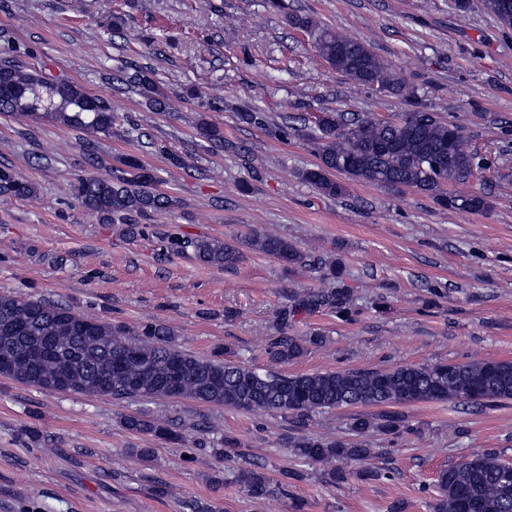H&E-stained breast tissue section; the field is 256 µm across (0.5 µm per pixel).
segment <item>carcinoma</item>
I'll return each mask as SVG.
<instances>
[{
	"label": "carcinoma",
	"mask_w": 512,
	"mask_h": 512,
	"mask_svg": "<svg viewBox=\"0 0 512 512\" xmlns=\"http://www.w3.org/2000/svg\"><path fill=\"white\" fill-rule=\"evenodd\" d=\"M498 22L512 27V14L502 0H485ZM292 24L309 33L318 56L329 67L355 83L372 84L398 98L406 109L394 121L369 114L348 116L329 109L316 129H293L317 148L321 164L302 173L319 194L336 198L344 187L335 174L388 188H414L439 205L469 213L488 209L484 197L447 195L444 186L463 183L480 168L478 153L466 143L457 124L430 112L418 101L417 91L379 58L369 43L343 37L311 17H295ZM128 81L156 111L169 108V97L148 68L134 70ZM0 113L49 119L95 138L112 136L116 116L112 101L86 92L77 82L50 80L43 73L9 60H0ZM199 135L212 144L224 142V133L206 117ZM112 176L80 178L73 185L77 200L97 214L99 222L126 224L134 237L143 231L127 219L151 222L170 209L173 200L153 188L154 177L134 156L117 159ZM34 183L9 167H0V196L29 198ZM177 252L220 269L234 268L244 258L240 248L218 238H175ZM250 246L278 259L286 267H309L311 256L288 239L260 233ZM309 308L348 309L347 291L332 288L301 299ZM305 346L291 336L273 340L270 361L285 364L303 356ZM13 357L0 376L55 393L108 395L115 400L133 397L192 399L201 403L253 413L276 412L304 420L316 413L354 406H376L384 411L357 414L350 429L365 437L377 430L398 434L407 429L406 415L392 406L417 402L480 403L512 400V361L401 365L389 369H347L286 375L276 369L262 373L218 356L200 357L174 344L170 328L160 322L142 325L136 332L73 310L14 294H0V355ZM123 424L137 434L178 444L182 433L143 416H128ZM288 447L300 459L324 467L327 482L336 484L351 475L350 463H365L373 449L340 441L295 437ZM512 464L495 453L474 454L442 470L434 512H512ZM238 481L252 497L270 491V478L251 464L238 471Z\"/></svg>",
	"instance_id": "carcinoma-1"
}]
</instances>
